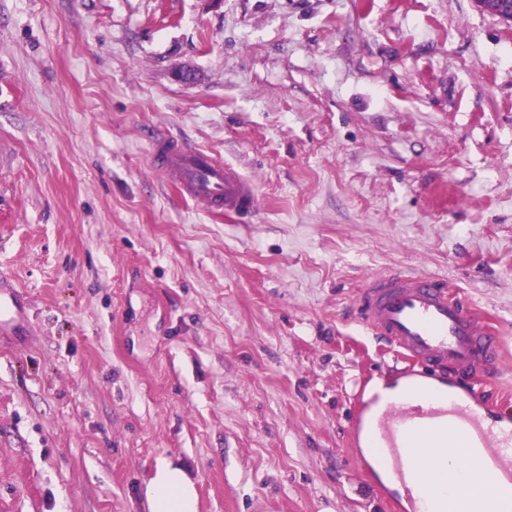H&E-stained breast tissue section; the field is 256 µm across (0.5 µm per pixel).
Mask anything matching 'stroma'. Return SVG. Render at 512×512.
Instances as JSON below:
<instances>
[{
    "label": "stroma",
    "instance_id": "obj_1",
    "mask_svg": "<svg viewBox=\"0 0 512 512\" xmlns=\"http://www.w3.org/2000/svg\"><path fill=\"white\" fill-rule=\"evenodd\" d=\"M0 512H414L355 444L397 385L352 300L447 279L505 338L512 25L475 0H0ZM163 132L258 186L241 224L153 172ZM21 293L4 276H0V334L21 327ZM150 512H196V490L185 472L166 460L158 462L147 488Z\"/></svg>",
    "mask_w": 512,
    "mask_h": 512
}]
</instances>
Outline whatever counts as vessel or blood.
I'll return each instance as SVG.
<instances>
[{"instance_id": "b4317fda", "label": "vessel or blood", "mask_w": 512, "mask_h": 512, "mask_svg": "<svg viewBox=\"0 0 512 512\" xmlns=\"http://www.w3.org/2000/svg\"><path fill=\"white\" fill-rule=\"evenodd\" d=\"M152 169L172 180L187 199L209 211L248 222L258 207L255 182L237 168L202 149L153 135ZM355 320L384 349L406 359L413 376L438 387L455 374L445 398L424 404L393 401L372 422L378 445L407 497L419 498L428 483L419 449L434 437L460 439L468 458L500 477V489H512V417L496 401L477 394L471 381L488 377L503 348L494 325L446 280L390 271L368 279L354 300ZM21 293L0 276V334L21 327Z\"/></svg>"}]
</instances>
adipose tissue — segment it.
<instances>
[{
    "instance_id": "ef3b65f1",
    "label": "adipose tissue",
    "mask_w": 512,
    "mask_h": 512,
    "mask_svg": "<svg viewBox=\"0 0 512 512\" xmlns=\"http://www.w3.org/2000/svg\"><path fill=\"white\" fill-rule=\"evenodd\" d=\"M422 456H441L450 478L439 497L442 512H495L499 506L496 479L470 461L460 442L449 439L445 451L425 448ZM150 512H196V490L185 472L171 462L159 461L147 488Z\"/></svg>"
}]
</instances>
